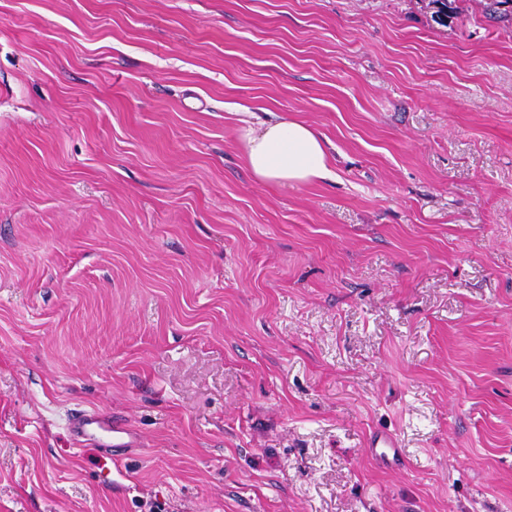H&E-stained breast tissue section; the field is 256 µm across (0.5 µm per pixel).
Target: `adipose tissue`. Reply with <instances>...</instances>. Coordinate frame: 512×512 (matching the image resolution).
<instances>
[{
	"label": "adipose tissue",
	"mask_w": 512,
	"mask_h": 512,
	"mask_svg": "<svg viewBox=\"0 0 512 512\" xmlns=\"http://www.w3.org/2000/svg\"><path fill=\"white\" fill-rule=\"evenodd\" d=\"M240 138L247 165L259 181L294 186L330 174L324 141L304 120H250L242 127Z\"/></svg>",
	"instance_id": "1"
}]
</instances>
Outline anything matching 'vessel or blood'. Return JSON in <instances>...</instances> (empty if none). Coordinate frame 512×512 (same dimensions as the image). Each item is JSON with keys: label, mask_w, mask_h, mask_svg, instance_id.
<instances>
[{"label": "vessel or blood", "mask_w": 512, "mask_h": 512, "mask_svg": "<svg viewBox=\"0 0 512 512\" xmlns=\"http://www.w3.org/2000/svg\"><path fill=\"white\" fill-rule=\"evenodd\" d=\"M70 437L85 445L97 446L107 457H115L117 449L138 448L142 442L128 422L118 416L83 411L68 421Z\"/></svg>", "instance_id": "obj_1"}]
</instances>
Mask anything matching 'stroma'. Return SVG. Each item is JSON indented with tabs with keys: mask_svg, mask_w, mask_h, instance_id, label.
Here are the masks:
<instances>
[{
	"mask_svg": "<svg viewBox=\"0 0 512 512\" xmlns=\"http://www.w3.org/2000/svg\"><path fill=\"white\" fill-rule=\"evenodd\" d=\"M436 11L0 0V512H512V24ZM244 121L240 138L248 168L261 182L294 186L330 175L322 137L306 121L294 117ZM69 436L82 445L97 446V450L113 460H118L116 448H143L139 436L128 422L118 416L83 411L72 415L68 421ZM100 434H107L104 441Z\"/></svg>",
	"mask_w": 512,
	"mask_h": 512,
	"instance_id": "1",
	"label": "stroma"
}]
</instances>
